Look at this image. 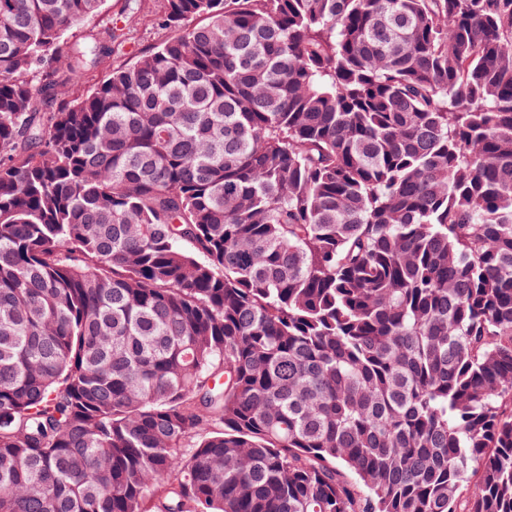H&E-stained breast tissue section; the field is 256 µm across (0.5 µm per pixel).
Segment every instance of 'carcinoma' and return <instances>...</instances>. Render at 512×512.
Masks as SVG:
<instances>
[{
    "mask_svg": "<svg viewBox=\"0 0 512 512\" xmlns=\"http://www.w3.org/2000/svg\"><path fill=\"white\" fill-rule=\"evenodd\" d=\"M138 2L0 0V512H512V0ZM124 6V0H106L101 13L91 21L81 24L69 37V40L91 38L98 35L118 18ZM73 36V37H72ZM170 36L171 33L169 30L152 26L149 22L139 23L134 29H131V33L128 36L130 39L123 51L114 55L110 59V67L90 74L86 78L85 84L81 88L80 92H82L83 89H88L89 87L105 80L112 68L122 66L133 61L134 57L138 55L139 52L162 43Z\"/></svg>",
    "mask_w": 512,
    "mask_h": 512,
    "instance_id": "carcinoma-1",
    "label": "carcinoma"
}]
</instances>
